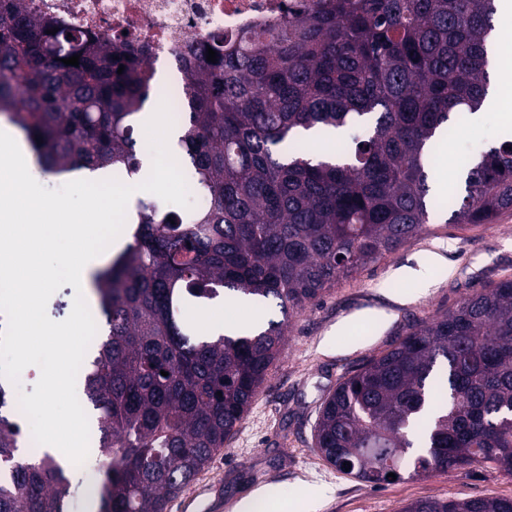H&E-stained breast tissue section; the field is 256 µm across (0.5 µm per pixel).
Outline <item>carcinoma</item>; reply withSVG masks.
I'll return each instance as SVG.
<instances>
[{
	"label": "carcinoma",
	"mask_w": 512,
	"mask_h": 512,
	"mask_svg": "<svg viewBox=\"0 0 512 512\" xmlns=\"http://www.w3.org/2000/svg\"><path fill=\"white\" fill-rule=\"evenodd\" d=\"M496 12V0H329L214 47L215 63L181 61L179 162L212 204L183 222L171 204L137 200L132 242L92 276L106 331L83 362L98 512H164L246 417L292 317L430 223L434 146L488 94ZM51 29L0 0V114L46 171L139 180L134 125L151 66ZM75 54L79 66L60 62ZM351 127L362 134L336 138V162H314L305 133ZM506 211L512 139L448 197L451 224ZM221 300L279 316L199 335L189 311ZM21 440L0 414V512H68L67 460L35 447L22 456ZM313 440L336 471L374 487L474 464L512 476V276L340 380ZM402 512H512V497L418 499Z\"/></svg>",
	"instance_id": "1"
}]
</instances>
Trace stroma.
<instances>
[{"instance_id": "obj_1", "label": "stroma", "mask_w": 512, "mask_h": 512, "mask_svg": "<svg viewBox=\"0 0 512 512\" xmlns=\"http://www.w3.org/2000/svg\"><path fill=\"white\" fill-rule=\"evenodd\" d=\"M512 98L480 122H464L438 145L457 193L476 155L505 140L504 115ZM422 268L428 284L399 277ZM512 275V211L469 229L437 214L425 231L356 280L341 284L292 321L282 355L236 433L196 478L222 475L219 496L239 503L253 492L273 502L302 504V512H401L419 498L512 496V477L476 465L429 473L374 487L337 472L315 451L313 427L321 402L337 382L385 351L408 326L455 308L464 298ZM374 309L394 318L380 323Z\"/></svg>"}]
</instances>
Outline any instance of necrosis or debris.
Wrapping results in <instances>:
<instances>
[{"mask_svg": "<svg viewBox=\"0 0 512 512\" xmlns=\"http://www.w3.org/2000/svg\"><path fill=\"white\" fill-rule=\"evenodd\" d=\"M321 0H23L35 17L77 26L83 35L145 54L148 63L204 52L232 39L279 26Z\"/></svg>", "mask_w": 512, "mask_h": 512, "instance_id": "necrosis-or-debris-1", "label": "necrosis or debris"}]
</instances>
